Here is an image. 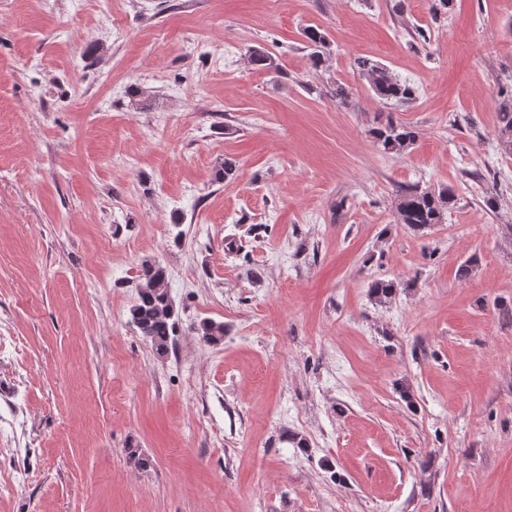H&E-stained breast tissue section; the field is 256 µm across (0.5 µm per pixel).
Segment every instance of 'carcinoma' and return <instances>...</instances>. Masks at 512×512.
Here are the masks:
<instances>
[{
	"label": "carcinoma",
	"mask_w": 512,
	"mask_h": 512,
	"mask_svg": "<svg viewBox=\"0 0 512 512\" xmlns=\"http://www.w3.org/2000/svg\"><path fill=\"white\" fill-rule=\"evenodd\" d=\"M304 36L313 49L312 57L315 62L319 64L324 61L330 54V43L326 34L319 28L309 27L304 31ZM249 62L260 69L279 70L276 59L259 49L249 51ZM356 65L378 99L386 103L408 104L416 98L415 88L397 79L384 65L365 58L358 59ZM499 120L500 141L506 150L512 151V97L501 101ZM373 137L383 151L402 153L414 144L417 132L389 118L374 129ZM453 202L454 194L446 188L436 191L413 184L400 191L395 210L399 223L419 231L442 223L445 211ZM142 277L144 284L139 287L136 301L129 310L130 323L157 354L164 355L172 345L178 326L167 270L158 262L150 263L143 266ZM411 287L410 282L379 279L370 284L369 293L374 302L385 304L397 293ZM193 331L203 342L212 345L221 343L226 334L224 323L210 319L200 320L193 325Z\"/></svg>",
	"instance_id": "cac0c4a2"
}]
</instances>
